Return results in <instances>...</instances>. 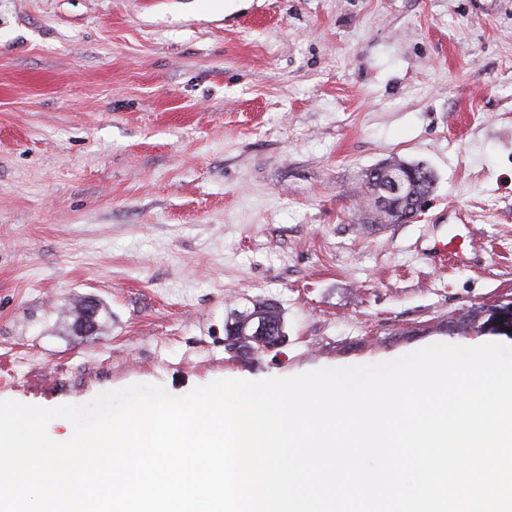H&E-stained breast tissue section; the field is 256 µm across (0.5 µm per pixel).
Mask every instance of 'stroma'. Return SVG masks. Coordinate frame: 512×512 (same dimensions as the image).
<instances>
[{"label":"stroma","instance_id":"35a3bbf8","mask_svg":"<svg viewBox=\"0 0 512 512\" xmlns=\"http://www.w3.org/2000/svg\"><path fill=\"white\" fill-rule=\"evenodd\" d=\"M393 157L434 190L363 222ZM511 303L512 0H0V400L512 345ZM87 311L84 319L82 320L81 324L78 327V321L82 317L83 312L85 310V300H78L75 305L72 307V315H73V323H75L76 327H78L79 331L88 334L93 335L97 331V323H96V316H97V303L93 301H87ZM103 310L100 308L98 310V316L97 319L100 322V330L103 332V330L106 328V319L102 317ZM242 314H244V312L237 315L234 318V321L232 324H240V323L248 322L249 325H252L254 318L257 319V322L259 320H269L274 323H280V324H282V320H283L282 315H281V310L277 306H275L273 304H269V303H264V304H261L258 306H254L253 310L250 311L249 314L244 316L243 318H241ZM279 330V336H269V334H276ZM252 333L258 338L266 342V347L274 345L283 335V329L278 328L273 324L267 322H260L254 325ZM255 336H237L236 340L240 349L256 350L265 348L263 343H260Z\"/></svg>","mask_w":512,"mask_h":512}]
</instances>
